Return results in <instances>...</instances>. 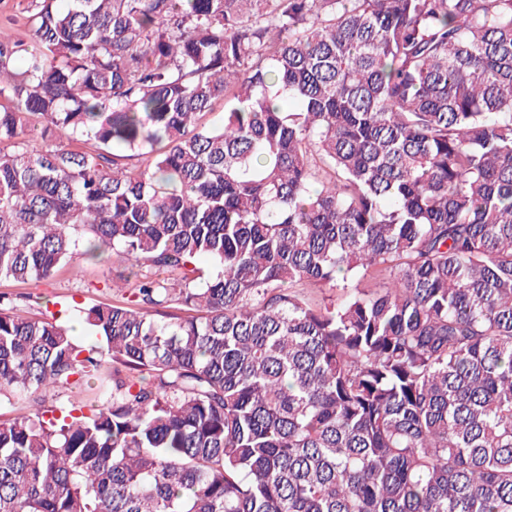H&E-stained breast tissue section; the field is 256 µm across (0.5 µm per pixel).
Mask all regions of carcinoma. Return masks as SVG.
<instances>
[{"instance_id":"cac0c4a2","label":"carcinoma","mask_w":512,"mask_h":512,"mask_svg":"<svg viewBox=\"0 0 512 512\" xmlns=\"http://www.w3.org/2000/svg\"><path fill=\"white\" fill-rule=\"evenodd\" d=\"M27 12L0 279L127 273L90 345L0 308V405L36 404L0 419V512H512V0ZM32 115L93 149L29 148ZM293 290L307 299L314 305L325 306L336 303L342 297V291L336 288H310L308 286H297Z\"/></svg>"}]
</instances>
